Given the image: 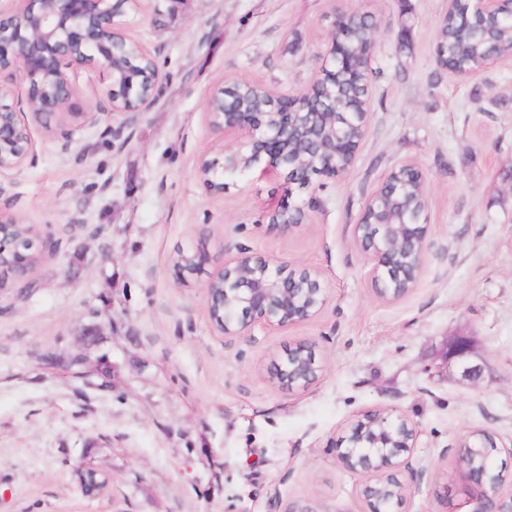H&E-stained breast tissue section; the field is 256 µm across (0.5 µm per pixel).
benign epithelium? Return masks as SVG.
Instances as JSON below:
<instances>
[{
    "label": "benign epithelium",
    "mask_w": 512,
    "mask_h": 512,
    "mask_svg": "<svg viewBox=\"0 0 512 512\" xmlns=\"http://www.w3.org/2000/svg\"><path fill=\"white\" fill-rule=\"evenodd\" d=\"M21 6L10 15L0 10V79L8 77L26 89L25 104L32 120L44 126L53 118L72 114L75 84L70 68L90 63L110 80L107 101L112 118L119 121L115 133L152 101L162 74L154 56L126 31L128 9L142 0H18ZM481 16V27L494 30L512 24L509 0H468ZM373 38L360 45L347 35L333 36L328 55L319 59L311 88L297 96L278 95L262 88L271 100L269 112L252 111L243 99L229 101L234 86L217 88L207 102V121L212 133L247 134L245 148L207 158L201 157L197 175L212 195L224 194L226 179L284 169L285 183L309 195L307 202L275 209L269 223L288 233L300 226L305 208L314 206L316 191L323 187L313 177L335 179L353 163L365 135L368 106L356 112L331 113L314 123L310 112L316 92L336 99L333 79L346 66L359 72L370 87ZM33 151L31 128L14 103L4 102L0 92V178L19 170ZM402 179L388 177L368 199L355 225V239L372 261L375 291L384 300H398L415 288L423 265L429 226L423 213H411L401 203L403 184L425 186L424 175L413 165L399 166ZM19 223L14 215L0 214V269L17 266L24 271L29 257L8 246V226ZM186 264L175 268L194 274L206 263L216 265L205 284L206 310L212 328L226 337L251 334L261 325L286 328L314 317L325 302L320 273L310 267H292L285 261L251 253L244 248L231 255L220 246L215 251L185 255ZM322 367L315 347L300 344L284 350L274 365L273 380L286 392L306 389L320 377ZM400 444L382 454L383 468L407 470L410 480H422L428 465L413 467L411 457L418 432L406 417L374 410L363 415L350 430L347 446L338 450L342 465L365 456L367 448L384 437ZM455 475L478 502L476 512H512V497L499 493L500 485L486 484L459 464Z\"/></svg>",
    "instance_id": "1"
}]
</instances>
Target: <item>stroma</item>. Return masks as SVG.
Here are the masks:
<instances>
[{"label": "stroma", "mask_w": 512, "mask_h": 512, "mask_svg": "<svg viewBox=\"0 0 512 512\" xmlns=\"http://www.w3.org/2000/svg\"><path fill=\"white\" fill-rule=\"evenodd\" d=\"M342 8L377 22L365 136L285 234L267 221L282 181L240 176L220 196L200 185L201 156L240 146L216 141L206 103L233 82L308 88ZM447 13L448 0H147L129 14L162 72L153 103L118 138L106 113L53 134L32 125L33 152L0 194V212L46 242L27 281L0 280V512H272L274 496L365 512L367 476L338 462L336 443L376 409L416 425L413 461L437 473L406 512H475L454 471L476 430L492 433L512 495V57L467 79L438 66ZM72 76L76 111L98 109L106 77L90 64ZM405 163L425 176L430 234L416 288L388 302L354 226ZM203 242L317 269L324 306L289 329L218 335L204 294L214 266L180 281L171 264ZM93 324L103 340L88 349ZM299 341L323 371L287 393L268 369ZM83 352L111 389L67 370ZM82 466L110 477L103 498L82 495Z\"/></svg>", "instance_id": "1"}]
</instances>
